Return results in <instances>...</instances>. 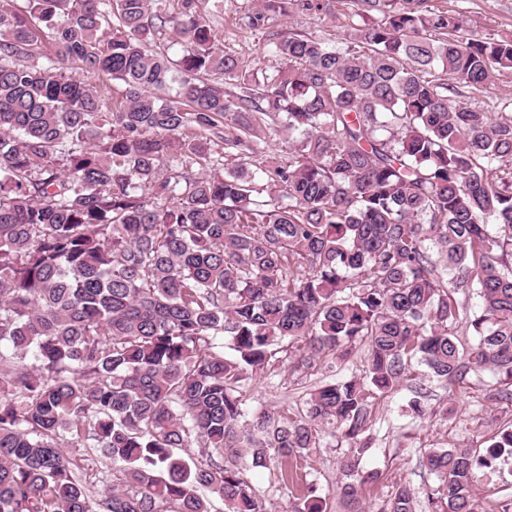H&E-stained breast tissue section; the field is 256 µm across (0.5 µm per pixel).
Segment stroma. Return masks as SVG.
Masks as SVG:
<instances>
[{
  "label": "stroma",
  "mask_w": 512,
  "mask_h": 512,
  "mask_svg": "<svg viewBox=\"0 0 512 512\" xmlns=\"http://www.w3.org/2000/svg\"><path fill=\"white\" fill-rule=\"evenodd\" d=\"M442 9L462 12L468 23L488 33H512V0H433ZM253 0H206L205 10L221 44L236 54L246 67L257 68L272 64L273 59L263 48L262 41L240 27L244 12L253 8ZM328 370L319 364L314 368L289 373L287 364H280L275 374L254 376L243 389V403L247 412L282 410L302 407L307 393L326 378ZM417 383L430 392L427 413L423 418H412L405 411L411 396L408 386L377 402L376 423L373 432L376 441L364 457L366 468L378 470L380 484L362 492L366 512H383L393 485L410 483L423 493L433 478L419 466L425 450L467 446L484 448L490 438L503 430L512 429V404L492 398L491 376H483L467 390L446 389L424 376ZM340 438L326 436L316 453V462L310 475L327 495L328 512H344L334 489L340 478L337 461L343 455ZM247 480L265 497L268 512H291L294 498L287 486L280 484L274 470H246Z\"/></svg>",
  "instance_id": "1"
}]
</instances>
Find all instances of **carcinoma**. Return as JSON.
Returning a JSON list of instances; mask_svg holds the SVG:
<instances>
[{"mask_svg":"<svg viewBox=\"0 0 512 512\" xmlns=\"http://www.w3.org/2000/svg\"><path fill=\"white\" fill-rule=\"evenodd\" d=\"M16 2L0 0V512H267L244 470L273 464L294 512H326L307 476L328 429L348 443L336 493L365 512L375 404L412 365L461 389L488 372L512 402V97L469 102L512 76V35L431 0H350L334 44L272 25L333 0H257L243 24L275 63L247 69L199 0ZM166 27L174 57L147 48ZM100 74L121 98L85 81ZM282 352L335 374L301 412L247 417L241 387ZM196 443L204 463L175 457ZM77 446L112 480L98 497ZM506 454L512 431L483 454L430 448L424 500L398 484L383 512H483L478 473Z\"/></svg>","mask_w":512,"mask_h":512,"instance_id":"carcinoma-1","label":"carcinoma"}]
</instances>
